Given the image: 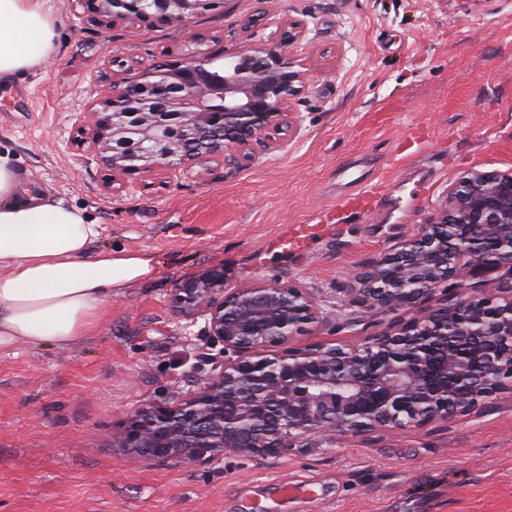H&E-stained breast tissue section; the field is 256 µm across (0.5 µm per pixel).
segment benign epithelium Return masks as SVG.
I'll return each instance as SVG.
<instances>
[{
	"instance_id": "obj_1",
	"label": "benign epithelium",
	"mask_w": 512,
	"mask_h": 512,
	"mask_svg": "<svg viewBox=\"0 0 512 512\" xmlns=\"http://www.w3.org/2000/svg\"><path fill=\"white\" fill-rule=\"evenodd\" d=\"M107 24L187 28L223 0H69ZM305 27L247 46L224 75L186 55L112 80L92 101L99 120L77 147L118 175L239 166L271 132L296 127L305 88L297 48ZM195 116V124L183 121ZM512 275V169L474 171L448 186L437 217L355 275L361 313L397 316L358 344H297L324 320L297 283L257 280L228 288L224 269L179 281L174 301L191 316L199 300L222 370L198 391L128 415L115 446L146 461L209 463L226 457L261 468L271 459L346 438L450 422L484 398L512 393V285L498 297L448 294L478 276Z\"/></svg>"
}]
</instances>
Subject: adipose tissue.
<instances>
[{
    "instance_id": "ef3b65f1",
    "label": "adipose tissue",
    "mask_w": 512,
    "mask_h": 512,
    "mask_svg": "<svg viewBox=\"0 0 512 512\" xmlns=\"http://www.w3.org/2000/svg\"><path fill=\"white\" fill-rule=\"evenodd\" d=\"M47 0H0V81L42 63L53 49ZM101 233L78 209L22 190L0 154V351L18 343L69 347L95 328L113 289L145 278L140 257L89 247Z\"/></svg>"
}]
</instances>
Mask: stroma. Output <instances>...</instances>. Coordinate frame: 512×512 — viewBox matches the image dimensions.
<instances>
[{
  "label": "stroma",
  "mask_w": 512,
  "mask_h": 512,
  "mask_svg": "<svg viewBox=\"0 0 512 512\" xmlns=\"http://www.w3.org/2000/svg\"><path fill=\"white\" fill-rule=\"evenodd\" d=\"M57 37L48 60L0 84V153L26 187L81 210L109 249L148 261L150 277L115 289L90 336L67 348L25 343L0 353V512H238L244 487L314 481L303 512H512V394L482 412L371 440L271 460L149 463L115 448L128 414L196 391L220 369L203 318L177 313V281L223 268L228 287L298 283L323 323L306 343L353 344L385 330L347 299L353 274L431 222L450 184L512 169V0H224L188 29L105 26L49 0ZM303 23L306 86L298 131L244 167L126 176L77 148L76 113L115 73L195 52L222 68L245 46ZM428 165L432 183L414 169ZM401 189L403 212L337 208L339 170ZM306 225L301 249L268 242Z\"/></svg>",
  "instance_id": "stroma-1"
}]
</instances>
